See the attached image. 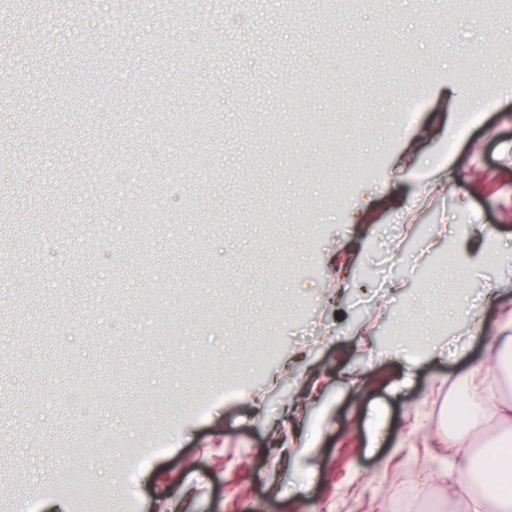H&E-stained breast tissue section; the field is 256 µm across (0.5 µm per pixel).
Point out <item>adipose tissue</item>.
I'll return each mask as SVG.
<instances>
[{"label":"adipose tissue","mask_w":512,"mask_h":512,"mask_svg":"<svg viewBox=\"0 0 512 512\" xmlns=\"http://www.w3.org/2000/svg\"><path fill=\"white\" fill-rule=\"evenodd\" d=\"M491 417L506 426L508 434L495 455L479 458L474 453L470 436ZM454 441L458 454L469 462L468 478L460 483V490L469 491L470 478H478L484 496L475 499V506H482L484 499L488 498L498 503L500 512H512V402L490 396L481 405L471 406L464 424L454 435Z\"/></svg>","instance_id":"ef3b65f1"}]
</instances>
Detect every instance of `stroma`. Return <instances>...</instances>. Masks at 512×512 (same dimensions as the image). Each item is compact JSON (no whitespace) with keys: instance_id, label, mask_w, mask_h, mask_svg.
<instances>
[{"instance_id":"obj_1","label":"stroma","mask_w":512,"mask_h":512,"mask_svg":"<svg viewBox=\"0 0 512 512\" xmlns=\"http://www.w3.org/2000/svg\"><path fill=\"white\" fill-rule=\"evenodd\" d=\"M502 47L512 22L448 0L0 12V487L20 461L38 512H107L135 464L133 512L165 486L176 512H392L408 491L469 512L448 407L512 324ZM399 67L429 85L403 135L376 80ZM167 112L220 118L187 134ZM142 164L152 206L114 202ZM73 210L107 220V256Z\"/></svg>"}]
</instances>
